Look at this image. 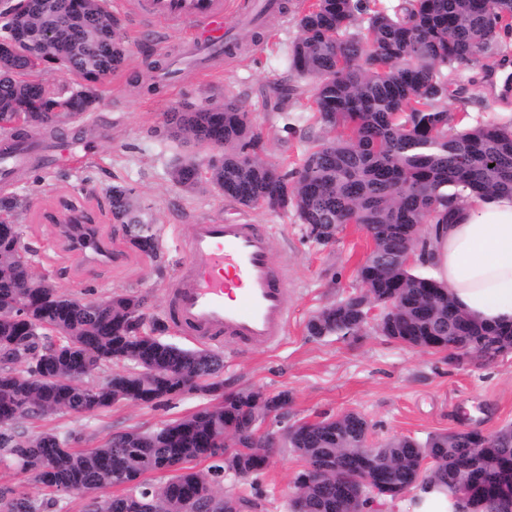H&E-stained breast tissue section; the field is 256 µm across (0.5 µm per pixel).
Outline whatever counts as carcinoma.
I'll return each instance as SVG.
<instances>
[{
    "instance_id": "1",
    "label": "carcinoma",
    "mask_w": 512,
    "mask_h": 512,
    "mask_svg": "<svg viewBox=\"0 0 512 512\" xmlns=\"http://www.w3.org/2000/svg\"><path fill=\"white\" fill-rule=\"evenodd\" d=\"M358 14L365 26L353 31ZM19 22L30 32L22 55L0 62V136L18 148L24 128L49 130L62 113L90 111L97 86L126 61L121 39L113 38L114 17L107 0H29L0 21V37ZM299 31L289 56L298 75L316 79L311 95L315 120L336 132L305 154L300 168L279 171L261 154L249 111L243 103L167 115L169 133L188 135L224 149L222 159L201 174L190 159L172 170L174 182L190 188L206 180L224 197L249 207L263 200L268 209L317 224L312 241L329 244L348 224L365 229L372 242L357 268L358 293L378 308V324L360 317L359 303L347 297L314 314L312 336L358 337L372 328L410 347L448 350V362H491L512 348V327L485 325L461 313L442 285L406 265L402 255L426 252V224H452L450 206L468 191L512 193V123L457 126L444 101L459 66L474 57L501 54V35L512 33V0H311L293 17ZM61 60L59 69L78 79L76 88H54L29 79L33 59ZM305 94L296 84L279 82L266 97L269 112L287 111L288 101ZM113 219L124 224L129 243L159 256L153 225L145 220L133 188L110 189ZM28 251L14 221H0V347H21L28 365L0 366V463L16 466L50 493L96 488L102 467L111 485L128 488L91 512H136L138 501L151 512H182L185 503L214 490L225 472L262 473L265 455L247 447L252 431L288 404V393L270 408L250 390L225 391L218 379L220 356L165 342L145 327V299L115 293L106 300L83 301L52 285L33 287ZM136 369L94 375L115 362ZM210 382L213 407H205L151 432L135 429L102 446L74 452L53 432L27 436L20 423L35 415L68 411L94 414L120 401L156 405L183 393L198 373ZM118 380L110 394L106 385ZM370 425L348 412L289 427V447L304 461L296 487L305 512H358L370 502H393L417 486H433L458 496L461 512H512V426L493 434L477 429L433 434L423 442L390 439L367 451ZM232 432L240 447L219 449L217 436ZM326 456L340 460V477L312 475ZM213 459L207 470L187 463ZM150 472H169L155 487L142 480ZM361 474L372 486L360 500L341 488ZM52 512L56 499L0 491V512Z\"/></svg>"
}]
</instances>
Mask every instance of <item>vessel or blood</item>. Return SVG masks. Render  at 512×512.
<instances>
[{"instance_id": "vessel-or-blood-1", "label": "vessel or blood", "mask_w": 512, "mask_h": 512, "mask_svg": "<svg viewBox=\"0 0 512 512\" xmlns=\"http://www.w3.org/2000/svg\"><path fill=\"white\" fill-rule=\"evenodd\" d=\"M144 8L156 21L184 27L186 56L199 69L233 47V38L224 31L228 0H145ZM70 230L89 262L105 257L88 225L74 224ZM269 238L262 224L207 220L193 225L172 290L168 316L173 325L213 346L227 340L279 346L291 314L288 268L276 262Z\"/></svg>"}]
</instances>
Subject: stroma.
Returning a JSON list of instances; mask_svg holds the SVG:
<instances>
[{"mask_svg": "<svg viewBox=\"0 0 512 512\" xmlns=\"http://www.w3.org/2000/svg\"><path fill=\"white\" fill-rule=\"evenodd\" d=\"M285 13L269 17L260 28L240 21L238 12L225 14L234 27L236 44L230 54L210 63L209 74L184 68L178 84L162 80L152 62L171 64L183 53L181 26L170 25L165 43H156L141 28L136 14L142 0H112L127 50L124 67L98 87V101L81 120L54 132L28 131V138L67 142L75 153L71 163L50 168L16 169L0 182V197L22 196L26 211L17 218L21 241L31 250L35 273L49 275L60 291L85 301L115 292H136L146 299L147 322L164 323L161 337L184 349L200 342L169 323L168 290L180 268L181 242L192 224L205 219H234L272 225L276 256L288 266L291 319L288 334L275 348L242 347L224 342L221 378L225 388L261 390L290 395L286 410L265 424L274 431L326 416L356 412L371 426L370 440L380 443L406 436L418 441L429 435L462 428L490 434L512 425V351L493 362L453 365L444 351L410 348L367 331L358 338L307 332L310 317L349 296L358 286L355 268L368 240L355 226L339 233L335 242L309 240L292 215L244 207L213 186L194 190L177 185L171 176L176 164L192 158L207 163L213 150L184 138L167 136L162 125L168 112H186L223 103L244 102L265 145V157L280 171L298 169L305 152L327 135L308 108L307 98L292 100L287 112H267L259 93L273 81H298L313 90V79L298 78L288 68V51L298 36L291 21L307 0H279ZM488 65H463L449 88L446 105L453 114H466L469 124L512 123V91L487 81ZM132 187L154 222L159 259L131 248L123 225L115 223L109 189ZM86 213L98 237L111 248V261L88 264L82 254L58 234L56 226L69 207ZM204 393L177 396L159 406L120 401L93 415L60 412L23 421L27 434L52 431L75 435V450L99 447L113 434L130 429L150 431L163 423L213 406ZM303 461L282 443L270 466L247 479L225 473L218 491L257 503L256 512H289L296 492L295 478Z\"/></svg>", "mask_w": 512, "mask_h": 512, "instance_id": "obj_1", "label": "stroma"}]
</instances>
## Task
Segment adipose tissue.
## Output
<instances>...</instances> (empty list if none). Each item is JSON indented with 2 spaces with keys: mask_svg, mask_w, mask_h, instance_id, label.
<instances>
[{
  "mask_svg": "<svg viewBox=\"0 0 512 512\" xmlns=\"http://www.w3.org/2000/svg\"><path fill=\"white\" fill-rule=\"evenodd\" d=\"M427 235L426 260L454 303L484 323L512 324V194L469 197L455 223Z\"/></svg>",
  "mask_w": 512,
  "mask_h": 512,
  "instance_id": "ef3b65f1",
  "label": "adipose tissue"
}]
</instances>
